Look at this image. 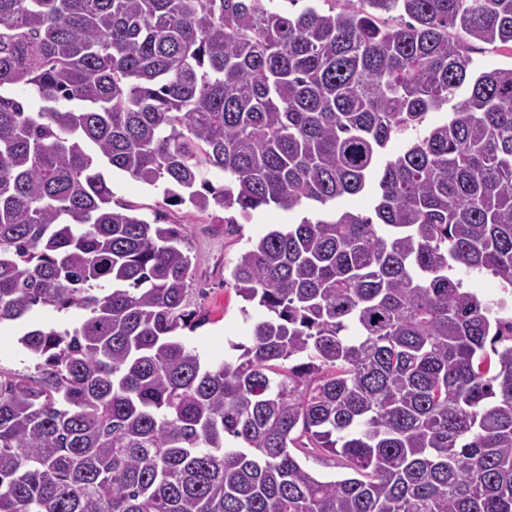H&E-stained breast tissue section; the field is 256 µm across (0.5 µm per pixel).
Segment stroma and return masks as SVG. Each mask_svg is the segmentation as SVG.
Here are the masks:
<instances>
[{
    "mask_svg": "<svg viewBox=\"0 0 512 512\" xmlns=\"http://www.w3.org/2000/svg\"><path fill=\"white\" fill-rule=\"evenodd\" d=\"M115 198L136 206L142 214H164L167 223L179 225L183 245L193 256L184 301L186 311L208 314L207 322L190 332L189 340L207 360L235 357V345L249 344L252 327L260 313L236 295L231 271L247 246L248 238L266 232L275 224L300 221L301 210L286 211L275 207L251 211L242 218L239 210L197 212L186 205L168 204L162 189L137 182L117 172L112 176ZM236 218L234 227H227L225 217Z\"/></svg>",
    "mask_w": 512,
    "mask_h": 512,
    "instance_id": "1",
    "label": "stroma"
}]
</instances>
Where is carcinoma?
Segmentation results:
<instances>
[{
	"label": "carcinoma",
	"instance_id": "obj_1",
	"mask_svg": "<svg viewBox=\"0 0 512 512\" xmlns=\"http://www.w3.org/2000/svg\"><path fill=\"white\" fill-rule=\"evenodd\" d=\"M273 2L0 0V512H512V319L451 274L512 293V66L470 68L512 0ZM115 171L314 205L233 267L236 359L183 334L193 257ZM460 277L463 278L466 288H471L486 298L498 299L503 296L501 290H496V288H500L498 282L490 275L477 272L466 274L461 271ZM18 333L15 328L2 324L0 326V364L5 368H16L22 359Z\"/></svg>",
	"mask_w": 512,
	"mask_h": 512
}]
</instances>
